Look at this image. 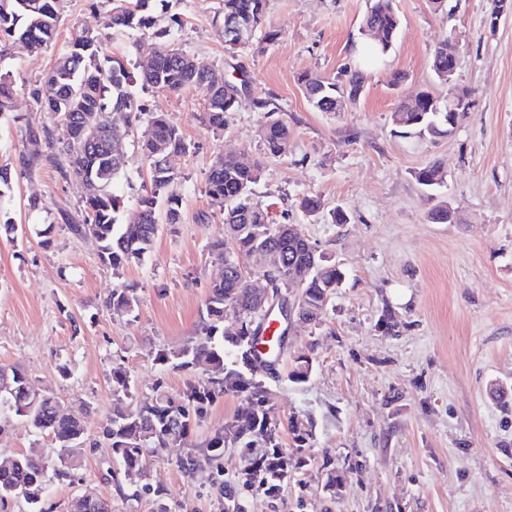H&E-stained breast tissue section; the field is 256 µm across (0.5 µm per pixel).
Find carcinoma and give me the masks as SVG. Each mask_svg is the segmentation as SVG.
I'll return each mask as SVG.
<instances>
[{
	"instance_id": "1",
	"label": "carcinoma",
	"mask_w": 512,
	"mask_h": 512,
	"mask_svg": "<svg viewBox=\"0 0 512 512\" xmlns=\"http://www.w3.org/2000/svg\"><path fill=\"white\" fill-rule=\"evenodd\" d=\"M112 5L107 12L106 28L115 31H150L156 37L167 34L160 26L170 0H105ZM268 0H222L223 25L243 26L248 31L240 44L229 49L247 48L258 34L261 40L273 42L280 30L266 26ZM60 0H0V57L6 43L14 39L37 52L54 39L59 19ZM363 25L375 40L367 46L366 60L379 61L392 48L400 28V19L391 0H368ZM445 38L435 49L432 69L438 81L448 83V45ZM154 59L147 68L130 71L122 61L101 53V37L84 30L74 39L69 53L57 58L49 72L29 91L35 104L48 112L63 136L43 125L28 126L27 138L45 141L47 153L24 155L21 162L32 168L50 164L64 179L71 175L94 174L98 188L85 197L80 211L81 222L68 225L76 237L92 235L98 243L101 261L118 271L132 263L145 260L154 246L160 225L181 221L183 174L168 173L163 159L169 154H186L192 148L178 127L161 114H148L143 97L131 89L140 85L143 92H165L178 95L192 87L206 88L214 78V69L167 43H157ZM310 105L319 112L336 111V102L348 99L358 102L365 86L363 72L354 71L346 79L323 78L305 72L299 78ZM248 89V80L236 83L224 80L223 86L207 98L204 121L214 130L224 129L229 113L236 110L238 98ZM13 91L6 75L0 73V112L11 110ZM255 107L268 115L258 130L267 156L285 151L292 131L288 122L275 117L274 100L259 96ZM122 113L127 126L110 127L113 115ZM149 118L139 141L141 154L150 172V184L137 199V211L124 217V209L111 187L126 166L129 127ZM93 115L98 136L91 140L84 127V118ZM400 133L427 134L445 137L454 131L459 116L448 111L433 93L425 91L413 101L402 100L392 113ZM264 171L263 162L235 155L217 156L208 172L206 193L211 203L220 208L224 235L208 243L209 253L222 266L223 274L211 281L206 299V318L201 335L190 339L176 351L159 349L155 361L176 368L195 365L208 367V376L190 382L173 394L159 382L153 396L136 408L116 406L103 428V441L112 452V468L107 481L124 498L136 499L142 486L139 479L145 471L147 458L171 441L188 443L194 429L207 417L210 407L222 396L244 398L246 407L224 425L213 430L203 444L210 459L222 472L224 453L235 452L240 465L232 477L220 482L221 495L234 502V512L245 510L247 498L261 494L270 500L280 498L288 481L307 465L308 443L313 425L291 419L288 431L292 448L282 442L280 422L267 399L263 380L270 370L257 366L256 346L259 332L268 327V313L251 291L242 287L243 271L250 262L264 254L277 257L272 266L271 284L282 302L288 301L294 280L303 282L297 308L304 322L321 323L328 305L345 280L342 266L320 250L313 252L312 243L300 232L288 231V224H275L267 209L254 198V187ZM418 184L428 190L447 181V171L440 162L429 163L414 171ZM297 207L313 217L321 213V200L305 195ZM137 298L133 288L123 285L112 289L105 307L117 314L134 311ZM314 369V358L302 353L294 358L288 372L289 381L301 384ZM133 383L122 358L112 361V393L121 401L131 396ZM5 403L14 414L34 430L52 437V457L32 451L11 460L10 467H0V501L21 497L38 506L52 480L65 481L81 465L86 449L99 441L86 436L84 421L64 412L61 403L50 394L30 386L26 373L0 367V404ZM68 512H112V500L88 494L79 507L69 505Z\"/></svg>"
}]
</instances>
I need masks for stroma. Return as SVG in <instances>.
Masks as SVG:
<instances>
[{
    "label": "stroma",
    "mask_w": 512,
    "mask_h": 512,
    "mask_svg": "<svg viewBox=\"0 0 512 512\" xmlns=\"http://www.w3.org/2000/svg\"><path fill=\"white\" fill-rule=\"evenodd\" d=\"M449 16L430 0H392L401 27L379 65L365 67L360 101L346 112H320L307 101L302 73L334 77L363 65L361 22L367 0H269L271 43L229 51L216 16L221 0H173L167 39L213 65L225 77H247L223 130L204 122L206 93H146L150 111L164 113L193 144L172 164L182 172L180 223L162 225L150 254L120 272L101 262L94 241L74 237L63 214L79 215L77 178L51 166L22 167L31 150L27 126L48 122L30 90L68 52L84 29L99 32L104 53L141 66L155 40L106 29L101 0H61L54 40L30 53L20 42L0 57L14 108L0 113V166L10 188L0 194V367L26 371L32 385L59 398L98 437L116 405L112 360L122 355L134 383L129 407L142 404L157 383L170 392L203 377V367L156 364L157 350L176 349L201 333L208 285L222 273L207 244L223 235L206 175L217 155L263 157L255 198L274 221L288 219L346 271L344 284L317 326L296 324L274 374L265 376L270 405L281 420L312 421L304 490L281 501L252 496L249 512H512V13L491 22L492 0H449ZM455 36L459 54L450 85L434 80L436 45ZM407 78L390 87L388 76ZM423 90L447 97L467 91L469 108L450 136L404 138L393 131L399 96ZM272 95L292 137L286 153L264 157L258 137L266 113L253 105ZM131 133L128 163L112 191L126 213L149 183V167ZM438 161L448 170L438 196L454 219L429 221L432 206L417 184V168ZM41 199L28 208L29 196ZM318 196L324 213L305 216L295 202ZM343 207L350 223H331ZM132 286L133 313L117 315L103 302L112 289ZM390 315L392 329L381 327ZM313 352L315 367L302 384L288 379L292 357ZM68 376H61L60 366ZM242 401L218 398L189 444L170 443L147 464L149 493L126 501L107 483L110 450L87 453L72 479L49 483L39 507L66 512L71 499L96 493L112 512H224L220 476L238 458L224 456L223 472L200 459L193 477L177 463L190 446L232 417ZM39 450L53 454L51 437L34 432L9 409L0 410V460ZM345 470L337 496L324 489V452Z\"/></svg>",
    "instance_id": "1"
}]
</instances>
